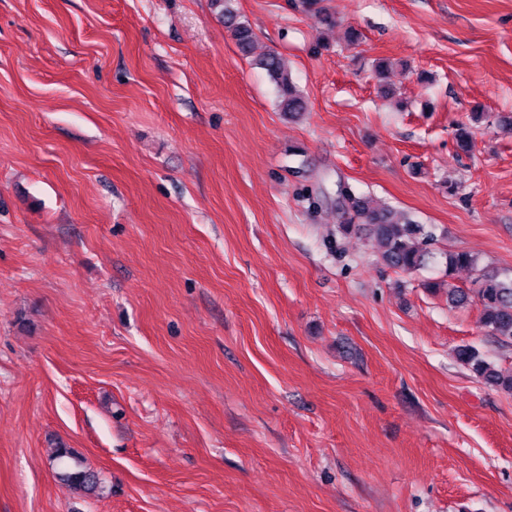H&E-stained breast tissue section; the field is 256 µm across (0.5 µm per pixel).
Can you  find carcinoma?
I'll list each match as a JSON object with an SVG mask.
<instances>
[{
    "instance_id": "obj_1",
    "label": "carcinoma",
    "mask_w": 512,
    "mask_h": 512,
    "mask_svg": "<svg viewBox=\"0 0 512 512\" xmlns=\"http://www.w3.org/2000/svg\"><path fill=\"white\" fill-rule=\"evenodd\" d=\"M231 0H212L220 8L236 45L245 56H255L254 65L265 70L277 90L279 110L296 118L308 109L307 100L294 83L284 58L275 51L255 54V34L252 28L236 19ZM457 148L469 152L473 132L466 125L455 131ZM336 208L346 215L340 229L348 234L362 226L378 245L379 260L389 268L414 272L430 264L443 267V276L450 279L455 271L470 268L477 271L475 287L464 289L448 285V303L452 305L475 301L480 308L479 322L487 335L512 342V271L479 264L478 258L465 250H442L432 228L419 224L410 216L400 214L391 206L367 195H360L347 184L340 185ZM457 359L471 370L483 384L512 395V372L504 371L473 346H461ZM56 458L65 464L59 473L62 481L78 492L92 494L99 489L98 475L83 468L69 448L57 450Z\"/></svg>"
}]
</instances>
